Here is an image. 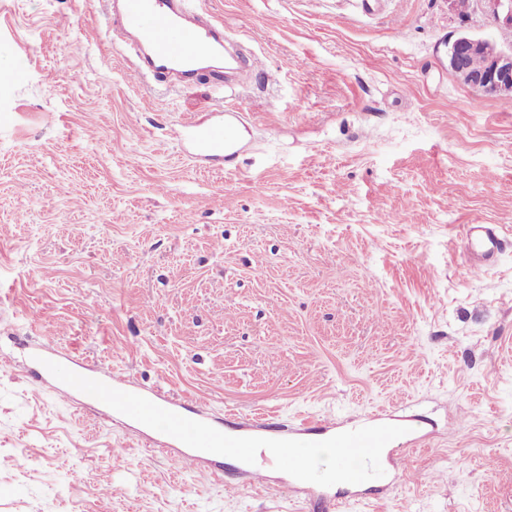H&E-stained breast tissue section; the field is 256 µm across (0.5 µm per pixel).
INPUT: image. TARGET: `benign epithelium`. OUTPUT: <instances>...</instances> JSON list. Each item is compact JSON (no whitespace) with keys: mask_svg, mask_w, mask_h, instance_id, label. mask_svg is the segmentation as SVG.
<instances>
[{"mask_svg":"<svg viewBox=\"0 0 512 512\" xmlns=\"http://www.w3.org/2000/svg\"><path fill=\"white\" fill-rule=\"evenodd\" d=\"M496 26L512 27V0H481ZM479 54L484 64L471 66L473 55ZM448 68L480 95L512 99V47L492 36L461 33L448 40Z\"/></svg>","mask_w":512,"mask_h":512,"instance_id":"7a95c632","label":"benign epithelium"}]
</instances>
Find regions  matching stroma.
Segmentation results:
<instances>
[{
    "label": "stroma",
    "instance_id": "35a3bbf8",
    "mask_svg": "<svg viewBox=\"0 0 512 512\" xmlns=\"http://www.w3.org/2000/svg\"><path fill=\"white\" fill-rule=\"evenodd\" d=\"M189 3L258 70L132 84L111 0H0V512H319L62 401L49 342L217 419L414 426L343 512H512V100L442 56L512 33L448 0ZM228 103L230 173L167 135ZM471 224L504 240L475 274Z\"/></svg>",
    "mask_w": 512,
    "mask_h": 512
}]
</instances>
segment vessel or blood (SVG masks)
<instances>
[{"label":"vessel or blood","instance_id":"vessel-or-blood-1","mask_svg":"<svg viewBox=\"0 0 512 512\" xmlns=\"http://www.w3.org/2000/svg\"><path fill=\"white\" fill-rule=\"evenodd\" d=\"M110 26L132 37L131 46L141 62L135 77L151 73L181 82L196 80L202 71L203 61H217L224 55V28L205 23L198 13L185 8L184 0H112ZM244 115L234 108H227L223 119L189 118L179 122L174 129L177 140L194 139L198 155L204 160L220 159L225 165L235 166L242 150L238 126ZM467 236L473 255V269H480L501 246L494 227L472 224ZM146 397L156 405L186 418L207 422L209 409L204 402H196L193 408H185L168 392L155 388ZM141 435L154 439L157 445L174 449L173 460L187 468L199 467L204 451L191 448L178 439L136 424ZM239 437L291 439V430L278 431L270 428L263 417L241 421L235 431ZM261 462L241 464L238 473L243 483L268 482L274 470V457L269 450H261Z\"/></svg>","mask_w":512,"mask_h":512}]
</instances>
